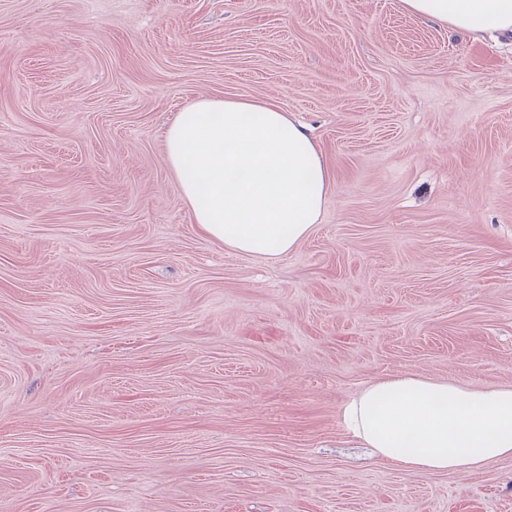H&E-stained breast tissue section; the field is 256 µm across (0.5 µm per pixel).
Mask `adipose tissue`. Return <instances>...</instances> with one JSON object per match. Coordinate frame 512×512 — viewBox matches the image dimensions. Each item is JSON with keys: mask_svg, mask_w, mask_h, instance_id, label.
<instances>
[{"mask_svg": "<svg viewBox=\"0 0 512 512\" xmlns=\"http://www.w3.org/2000/svg\"><path fill=\"white\" fill-rule=\"evenodd\" d=\"M417 16L479 34L512 32V0H401ZM165 158L209 238L273 260L321 218L335 177L317 142L279 105L201 98L164 133ZM350 441L412 472H461L512 458V386L476 389L398 374L342 407Z\"/></svg>", "mask_w": 512, "mask_h": 512, "instance_id": "obj_1", "label": "adipose tissue"}]
</instances>
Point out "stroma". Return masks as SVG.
I'll use <instances>...</instances> for the list:
<instances>
[{
	"label": "stroma",
	"mask_w": 512,
	"mask_h": 512,
	"mask_svg": "<svg viewBox=\"0 0 512 512\" xmlns=\"http://www.w3.org/2000/svg\"><path fill=\"white\" fill-rule=\"evenodd\" d=\"M264 98L336 177L274 261L201 233L164 133ZM512 386V35L401 0H0V512H512L341 406Z\"/></svg>",
	"instance_id": "obj_1"
}]
</instances>
